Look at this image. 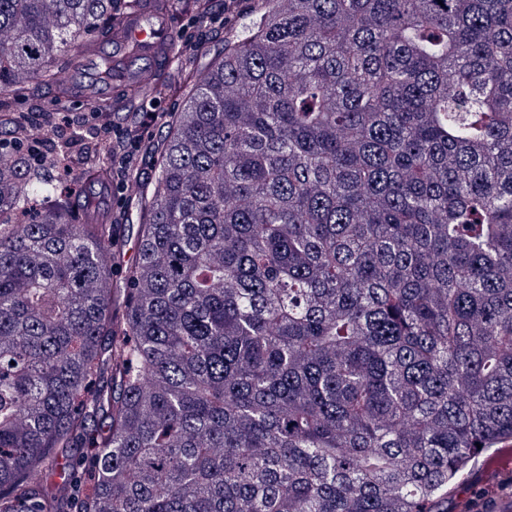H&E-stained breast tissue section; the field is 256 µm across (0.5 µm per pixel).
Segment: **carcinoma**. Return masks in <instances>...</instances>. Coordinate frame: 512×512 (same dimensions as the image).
Segmentation results:
<instances>
[{
    "label": "carcinoma",
    "mask_w": 512,
    "mask_h": 512,
    "mask_svg": "<svg viewBox=\"0 0 512 512\" xmlns=\"http://www.w3.org/2000/svg\"><path fill=\"white\" fill-rule=\"evenodd\" d=\"M137 2L0 0V512H441L512 443V0H261L127 260L108 144L3 146Z\"/></svg>",
    "instance_id": "carcinoma-1"
}]
</instances>
